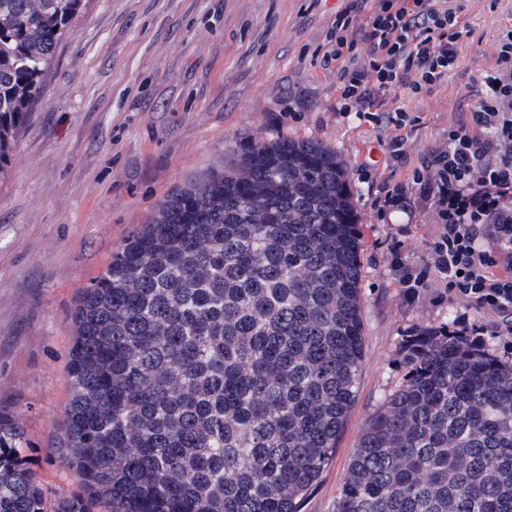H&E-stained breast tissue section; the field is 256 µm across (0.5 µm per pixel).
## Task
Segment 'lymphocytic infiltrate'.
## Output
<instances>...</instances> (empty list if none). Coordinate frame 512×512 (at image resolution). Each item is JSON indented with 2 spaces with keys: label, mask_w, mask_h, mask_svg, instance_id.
<instances>
[{
  "label": "lymphocytic infiltrate",
  "mask_w": 512,
  "mask_h": 512,
  "mask_svg": "<svg viewBox=\"0 0 512 512\" xmlns=\"http://www.w3.org/2000/svg\"><path fill=\"white\" fill-rule=\"evenodd\" d=\"M462 0H342L332 46L322 67H335L337 103L375 129L394 128L391 157L405 154V129L416 118L392 93L430 94L457 64L470 29ZM493 67L479 79L467 116L448 125L442 142L424 150L411 186L384 185L379 214L408 208V189L435 227L422 265L403 264L406 294L442 286L498 317L495 329L512 335V25L494 42Z\"/></svg>",
  "instance_id": "f902f5d3"
}]
</instances>
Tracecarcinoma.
I'll return each mask as SVG.
<instances>
[{
    "label": "carcinoma",
    "mask_w": 512,
    "mask_h": 512,
    "mask_svg": "<svg viewBox=\"0 0 512 512\" xmlns=\"http://www.w3.org/2000/svg\"><path fill=\"white\" fill-rule=\"evenodd\" d=\"M84 0H0V182ZM346 167L316 141L242 146L174 190L72 314L69 400L38 479L0 416V512H300L355 401L365 336ZM337 512H512V365L404 336Z\"/></svg>",
    "instance_id": "carcinoma-1"
}]
</instances>
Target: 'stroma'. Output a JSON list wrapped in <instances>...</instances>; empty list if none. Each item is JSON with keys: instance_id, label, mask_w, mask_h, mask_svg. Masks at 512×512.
I'll use <instances>...</instances> for the list:
<instances>
[{"instance_id": "stroma-1", "label": "stroma", "mask_w": 512, "mask_h": 512, "mask_svg": "<svg viewBox=\"0 0 512 512\" xmlns=\"http://www.w3.org/2000/svg\"><path fill=\"white\" fill-rule=\"evenodd\" d=\"M340 0H87L58 47L0 185V411L23 424L33 467L55 493L76 475L50 458L68 400L70 313L80 288L174 189L228 162L237 147L281 137L321 142L347 166L361 232L365 354L336 455L301 512H336L362 428L402 384V338L467 313L444 288L409 299L392 246L418 266L434 227L419 213L378 215L379 177L408 181L416 157L471 108L494 63L512 0H465L471 26L458 66L434 92L398 105L418 115L404 161L389 131L336 114V72L321 66Z\"/></svg>"}]
</instances>
